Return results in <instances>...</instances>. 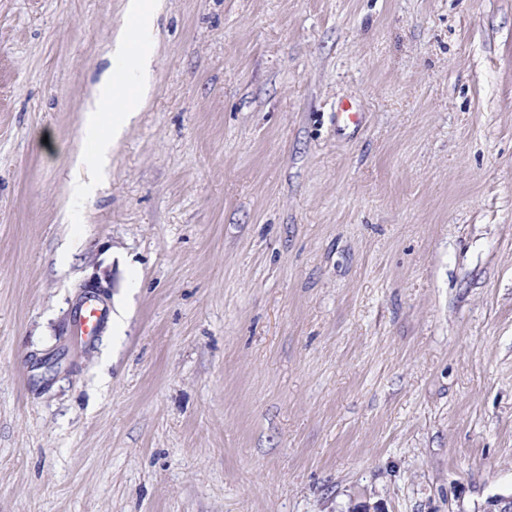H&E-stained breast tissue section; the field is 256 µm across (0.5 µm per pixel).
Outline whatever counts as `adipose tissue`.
I'll use <instances>...</instances> for the list:
<instances>
[{"label":"adipose tissue","instance_id":"adipose-tissue-1","mask_svg":"<svg viewBox=\"0 0 512 512\" xmlns=\"http://www.w3.org/2000/svg\"><path fill=\"white\" fill-rule=\"evenodd\" d=\"M160 7L161 0H127L126 15L130 26L117 36L114 56L132 54L138 66H147L150 57L144 47L156 41L154 19ZM144 99L143 92L131 91L130 79L126 76L107 74L96 85L86 106L88 119L81 128L86 148L75 156L80 176L70 184L71 195H88L92 179L107 161L111 140L122 135L127 117L140 111Z\"/></svg>","mask_w":512,"mask_h":512}]
</instances>
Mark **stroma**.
<instances>
[{
    "mask_svg": "<svg viewBox=\"0 0 512 512\" xmlns=\"http://www.w3.org/2000/svg\"><path fill=\"white\" fill-rule=\"evenodd\" d=\"M124 6L0 0V512L512 493V0H163L79 199ZM130 76H103L87 102V121L81 128L82 140L89 145V151L80 150L75 155L78 177L70 183V193L76 197L89 194L97 173L107 161L111 138L117 140L123 133L126 119L139 112L144 104L145 94L130 90ZM106 121H110L109 134ZM81 173V174H80ZM82 173L88 178L83 179ZM108 318V308L101 306L94 297L83 300L74 312L71 336L81 347L91 345L99 336L102 325Z\"/></svg>",
    "mask_w": 512,
    "mask_h": 512,
    "instance_id": "35a3bbf8",
    "label": "stroma"
}]
</instances>
